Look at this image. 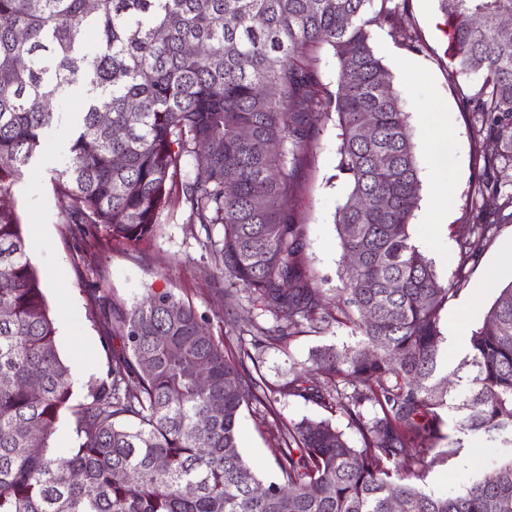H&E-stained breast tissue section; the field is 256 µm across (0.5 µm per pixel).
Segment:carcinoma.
<instances>
[{"instance_id":"1","label":"carcinoma","mask_w":512,"mask_h":512,"mask_svg":"<svg viewBox=\"0 0 512 512\" xmlns=\"http://www.w3.org/2000/svg\"><path fill=\"white\" fill-rule=\"evenodd\" d=\"M437 2L455 74L479 77L468 96L474 142L496 145L459 240L462 268L512 223V33L499 25L512 0ZM398 9L394 0H97L92 9L0 0V196L42 150L56 121L46 103L76 88L82 121L52 185L59 221L76 228L83 252L101 228L129 244L154 237L178 187L191 221L222 226L224 297L243 292L259 310L237 325L250 340L230 357L170 291L130 306L94 293L120 346L77 400L22 217L0 207V512H390L394 499L401 512H512V457L455 495L425 490L428 455L457 452L441 446L446 413L465 436L512 435V282L443 372L440 312L461 280L443 282L412 241L421 181L409 113L373 45L372 26ZM324 47L339 71L333 90L318 78ZM328 121L347 189L334 213L344 262L336 317L319 288L298 287L305 238L288 209L311 131ZM201 153L206 165L182 176ZM332 321L358 341L314 349L310 366L272 390L260 369L266 348ZM289 397L347 416L361 446L328 419L285 423L279 478L261 479L240 448L241 414ZM64 412L75 442L57 455L48 440ZM412 445L419 455L402 469Z\"/></svg>"}]
</instances>
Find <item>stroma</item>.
<instances>
[{"mask_svg":"<svg viewBox=\"0 0 512 512\" xmlns=\"http://www.w3.org/2000/svg\"><path fill=\"white\" fill-rule=\"evenodd\" d=\"M397 24L416 43L407 47L394 40L388 25L373 28L374 47L393 75L403 106L409 112V133L415 146L422 185H429L434 171H441L448 182L452 209L446 224L427 223L425 208H418L412 219L415 241L432 259L442 279H461L457 296L441 312L444 336L453 337L447 350L449 359L461 358L472 328L482 323L500 287L512 283V267L496 266L504 245L512 240V223L499 225L482 254L466 265H459L460 238L468 230L472 202L470 187L479 175L478 150L494 152L493 143L476 148L471 137V110L465 102L476 90L475 81L451 75L448 35L436 0H407L400 8ZM441 104L448 110V163L438 167L433 135L420 113L427 104ZM57 122L45 136L42 152L33 159L32 172L21 181L10 197H0V206H16L24 224H37L41 235L30 238L33 263L44 283V292L56 315L57 345L63 359L72 353L89 355L93 368L77 375L76 396H84L89 381L107 370L112 339L105 336L99 315L93 314L89 296L98 292L121 304L141 299L147 289H166L192 304L205 317L214 336L224 342L225 352L237 351L240 338L232 318L246 319L255 310L247 298H240L235 317H228L224 304L225 278L220 275L221 260L209 238H221L222 228L205 232L190 222L183 203H174L161 217L157 234L139 244H129L101 234L94 252L81 255V241L67 225L58 221V201L53 193L52 169L63 167L68 159L67 144L78 115L77 99L62 96L53 103ZM337 140L333 126L314 133L301 161L300 189L291 202L296 220L302 224L306 247L300 260L315 275L325 279L323 302L328 312L336 310V272L341 259L339 239L333 224L335 210L346 194L343 180L336 176ZM349 328L331 325L325 330L308 331L270 346L261 367L270 385L278 387L292 377L295 367L307 362L312 350L325 345L354 343ZM328 419L343 429L351 441H358L356 429L346 417L323 405L291 397L278 403L256 402L244 409L240 420L241 447L246 460L264 478L278 474L272 450L277 445L278 428L301 419ZM444 431L459 440L457 455L436 459L425 480L427 489L452 492L469 479L491 477L503 448L468 436H459L453 426Z\"/></svg>","mask_w":512,"mask_h":512,"instance_id":"stroma-1","label":"stroma"}]
</instances>
